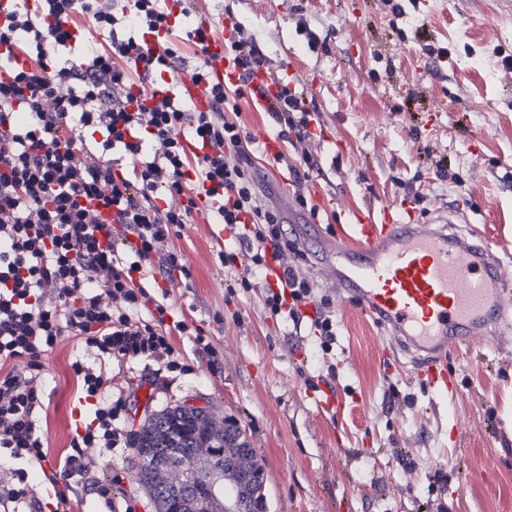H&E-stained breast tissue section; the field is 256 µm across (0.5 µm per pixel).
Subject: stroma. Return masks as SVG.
<instances>
[{
	"instance_id": "1",
	"label": "stroma",
	"mask_w": 512,
	"mask_h": 512,
	"mask_svg": "<svg viewBox=\"0 0 512 512\" xmlns=\"http://www.w3.org/2000/svg\"><path fill=\"white\" fill-rule=\"evenodd\" d=\"M213 19L254 33L270 72L295 67L306 107L337 147L317 139L287 144L296 164L311 157L312 199L336 196L337 210L381 209L403 199L422 212L454 209L458 225L489 241L512 278V0H197ZM447 158L446 173L435 168ZM259 182L307 258L302 274L333 298L337 336L323 350L271 316L253 269L222 265L220 246L238 243L211 214L173 229L189 278L145 280L203 330L213 354L172 334L174 359L106 365L109 394L126 401L124 427L138 433L148 413L206 399L217 419L237 422L266 475L269 512H512V345L451 356L459 391L439 396L408 360L386 354L378 325L336 297L308 242L311 217L297 207L286 170L255 158ZM337 210L323 211L324 232ZM223 245H216V238ZM75 339L45 359L39 425L43 469L68 451L79 389ZM336 408L318 409L323 392ZM130 448L91 450L87 480L119 477L118 512H156L132 475Z\"/></svg>"
}]
</instances>
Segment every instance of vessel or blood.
Segmentation results:
<instances>
[{"mask_svg":"<svg viewBox=\"0 0 512 512\" xmlns=\"http://www.w3.org/2000/svg\"><path fill=\"white\" fill-rule=\"evenodd\" d=\"M212 79L247 86L252 107L268 111L286 81L265 69L243 77L224 40L207 44ZM450 214H424L400 201L382 213L345 215L335 227L336 249L323 260L336 268V285L361 313L384 328L391 349L408 357L439 395L457 393L453 350L482 343L497 349L512 332V280L504 261L481 238L447 230Z\"/></svg>","mask_w":512,"mask_h":512,"instance_id":"1","label":"vessel or blood"}]
</instances>
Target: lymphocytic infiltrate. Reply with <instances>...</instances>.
Here are the masks:
<instances>
[{
  "instance_id": "f902f5d3",
  "label": "lymphocytic infiltrate",
  "mask_w": 512,
  "mask_h": 512,
  "mask_svg": "<svg viewBox=\"0 0 512 512\" xmlns=\"http://www.w3.org/2000/svg\"><path fill=\"white\" fill-rule=\"evenodd\" d=\"M0 21V512H72L66 489L87 473L94 448L132 446L120 425L123 400L105 398L103 364L169 355L172 332L190 335L186 319L167 323L170 307L152 301L136 275L152 270L188 276L181 253L168 245L172 228L188 223L198 206L185 178L208 183L217 223L255 241L246 253L218 252L221 264L264 270V244L284 261V290H267L273 316L301 326V308L313 297L288 238L284 219L261 204L251 141L236 121L242 91L210 81L206 42L215 28L185 34L198 57L192 83H206L200 110L177 78L178 49L171 41L149 46L147 35L169 24L162 0H7ZM92 19L102 42H78L79 22ZM172 82L166 94L145 101L134 85ZM268 115L282 134L308 139L310 114L302 95L285 92ZM101 134L89 142L86 131ZM207 145L189 153L186 141ZM132 164L131 176L114 171L115 157ZM95 198L132 241L102 243L105 226L85 205ZM66 336L83 350L72 369L85 416L70 440V454L46 475L35 495L30 472L47 457L38 425L43 407L45 358ZM93 354L87 363L85 354ZM23 360V371L12 369Z\"/></svg>"
}]
</instances>
